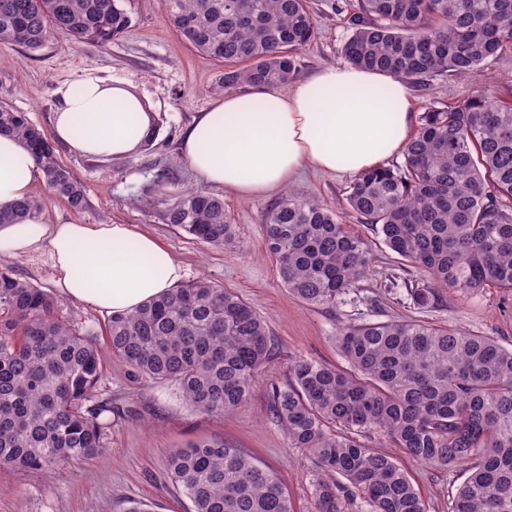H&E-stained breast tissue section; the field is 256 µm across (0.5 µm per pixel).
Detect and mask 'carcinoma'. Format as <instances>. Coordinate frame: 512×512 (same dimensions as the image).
Wrapping results in <instances>:
<instances>
[{
  "mask_svg": "<svg viewBox=\"0 0 512 512\" xmlns=\"http://www.w3.org/2000/svg\"><path fill=\"white\" fill-rule=\"evenodd\" d=\"M122 0H0V42L36 50L54 34L106 45L132 24ZM169 23L198 52L224 63L221 87L278 85L297 70L296 51L316 37L307 0H161ZM347 62L427 91L444 73L468 74L512 50V0H357ZM0 135L31 153L50 192L73 210L86 190L27 114L0 106ZM346 203L432 287L407 288L426 308L448 288L512 294V102L477 91L421 113L401 165L355 176ZM159 219L207 244L233 250L224 198L204 191L153 199ZM29 197L0 224L40 213ZM265 243L282 283L300 301L334 306L370 264L368 244L342 216L311 197L272 203ZM109 348L138 378L176 383L206 414L240 408L275 355L264 320L239 296L205 279L113 313ZM349 368L294 359L273 410L293 448L312 466L313 512H426L392 457L362 441L383 432L409 457L454 470L469 465L451 512H512V349L458 328L415 319L340 330ZM103 351L43 289L0 268V468L50 475L106 452L105 409L84 402ZM171 484L194 512H294L273 472L215 439L167 457Z\"/></svg>",
  "mask_w": 512,
  "mask_h": 512,
  "instance_id": "obj_1",
  "label": "carcinoma"
}]
</instances>
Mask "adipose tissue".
I'll return each mask as SVG.
<instances>
[{"label":"adipose tissue","mask_w":512,"mask_h":512,"mask_svg":"<svg viewBox=\"0 0 512 512\" xmlns=\"http://www.w3.org/2000/svg\"><path fill=\"white\" fill-rule=\"evenodd\" d=\"M54 137L80 156L135 150L151 128L142 100L122 83L88 75L57 90ZM414 114L406 85L350 66L326 67L289 91L228 93L200 113L182 155L207 185L245 197L285 186L303 168L355 175L404 152ZM36 166L0 136V211L27 198ZM47 249L66 295L102 312L136 311L178 287L182 267L151 235L125 224H0V256Z\"/></svg>","instance_id":"obj_1"}]
</instances>
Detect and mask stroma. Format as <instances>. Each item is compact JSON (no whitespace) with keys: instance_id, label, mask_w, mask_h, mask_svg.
<instances>
[{"instance_id":"1","label":"stroma","mask_w":512,"mask_h":512,"mask_svg":"<svg viewBox=\"0 0 512 512\" xmlns=\"http://www.w3.org/2000/svg\"><path fill=\"white\" fill-rule=\"evenodd\" d=\"M331 3L307 0L317 37L297 54L296 80L345 63L341 49L351 28L347 14L332 10ZM124 6L131 14L132 26L124 37L104 47L77 44L63 35L52 37L35 51L0 43V105L27 113L44 131L52 129L57 87L88 74L123 82L144 101L154 118L149 143L124 157L86 158L57 144L59 161L85 186V210L74 211L52 195L40 178L31 195L41 200V216L48 224H128L154 235L180 260L183 283L203 277L247 302L266 322L276 355L260 370L248 403L224 416L196 412L183 400L177 384H144L125 362L108 357L88 401L89 406L108 410L105 455L73 463L47 477L0 469V512H125L131 499L149 503L152 512H193L191 501L167 477L166 457L201 438L224 441L253 456L276 474L295 512H311L310 463L302 449L290 447L272 410V390L287 386L289 362L303 358L346 368L336 348L339 329L369 320L401 318L436 328L459 327L511 349L512 298H505L497 288L475 293L448 289L442 291L437 305L421 309L405 289L387 290L388 280L395 276L408 273L422 285L428 279L422 272H409L407 262L367 225L346 213V195L353 181L349 175L308 167L285 187L289 194L315 197L344 209V224L370 246L367 274L333 307L305 304L282 283L264 241L271 198L224 192V208L239 240L234 250L192 239L144 210L145 199H169L201 188V180L180 154V138L199 112L223 97L224 67L197 52L169 24L159 0H125ZM484 87L502 99H512V51L466 76H439L430 90L411 91L413 111L419 114L430 106L462 102ZM5 266L46 290L66 317L93 332L99 345H106L107 314L66 296L47 249L0 257V267ZM365 442L401 464L420 491L427 512H449V496L465 479L466 466L448 472L414 460L376 430L367 433Z\"/></svg>"}]
</instances>
